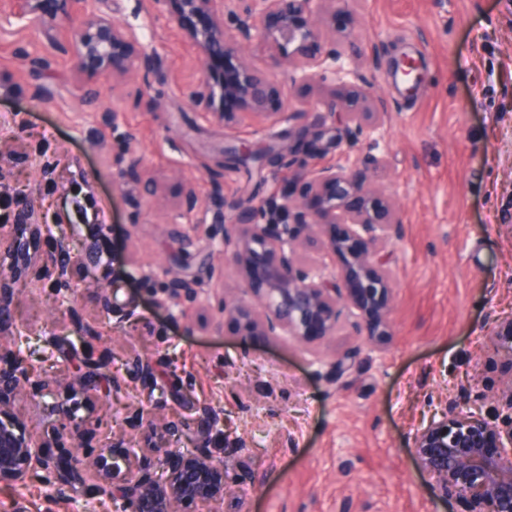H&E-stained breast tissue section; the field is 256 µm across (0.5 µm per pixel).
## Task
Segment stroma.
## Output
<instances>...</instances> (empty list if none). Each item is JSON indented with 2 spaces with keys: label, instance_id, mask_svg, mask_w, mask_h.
Masks as SVG:
<instances>
[{
  "label": "stroma",
  "instance_id": "obj_1",
  "mask_svg": "<svg viewBox=\"0 0 512 512\" xmlns=\"http://www.w3.org/2000/svg\"><path fill=\"white\" fill-rule=\"evenodd\" d=\"M181 10L0 0V234L14 243L0 251L11 301L0 336L24 331L39 349L24 358L37 386L16 390L0 423L68 458L71 438L51 434L63 401L83 444L115 465L134 452L163 480L156 446L222 458L223 497L179 512H464L434 493L411 445L454 397L496 420L512 384V357L492 343L512 317V0H349L320 19L322 46L354 41L370 96L387 104L380 135L353 144L322 112L344 90L332 77L302 85L276 70L281 92L266 109L285 113L278 122L196 99L219 87L224 63L186 37ZM90 13L136 31L149 67L79 68ZM405 56L422 65L413 90L393 68ZM299 128L307 137H288ZM271 146L321 165L384 156L368 178L402 224L388 247L382 348L347 327L308 342L245 331L236 309L250 297L224 245V203L282 204L301 180L293 167H225L224 151ZM27 195L48 204L46 219L18 222ZM55 226L73 239L65 284L42 267ZM181 282L187 291L168 300ZM344 357L354 368L340 376ZM205 405L223 425L209 426ZM79 472L0 478V512H113L93 495V466Z\"/></svg>",
  "mask_w": 512,
  "mask_h": 512
}]
</instances>
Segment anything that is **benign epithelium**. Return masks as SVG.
I'll list each match as a JSON object with an SVG mask.
<instances>
[{
    "instance_id": "benign-epithelium-1",
    "label": "benign epithelium",
    "mask_w": 512,
    "mask_h": 512,
    "mask_svg": "<svg viewBox=\"0 0 512 512\" xmlns=\"http://www.w3.org/2000/svg\"><path fill=\"white\" fill-rule=\"evenodd\" d=\"M345 0H183L177 22L191 38L200 42L208 57H223L239 50L244 42L259 39L272 65L288 60L292 80L313 83L331 72L344 74L348 91L322 101L324 112L347 139L373 133L383 126L386 107L365 90V79L356 63L354 44L340 42L326 49L312 19L324 7L344 9ZM204 13L212 23L204 28L188 24L190 16ZM81 68L107 72L117 65L137 69L148 65L134 31L122 32L102 17H91L75 47ZM220 102L233 100L237 110L255 114L269 98L278 94L272 78L247 65L220 86ZM292 162L305 169L298 199L279 208L270 203L241 206L231 227L237 238L224 231V245L235 244V263L245 280V290L259 303L261 313L243 305L238 309L250 328L261 327L270 336H292L309 341L333 336L347 316L353 332L379 344L389 336L387 304L391 292V270L384 258L402 220L389 199L367 179L342 165L324 166L309 158ZM316 224H342L343 233L329 240L326 251L347 256L345 269L326 272V266L303 263L300 249L315 244L301 230ZM347 302V310L340 308ZM498 347L512 355V320L495 333ZM10 348H0V405L8 392L22 383H33L32 373L21 360L16 337ZM506 410L502 420L490 422L466 411L456 398L412 438V455L421 472L434 480L438 496L459 499L467 512H512V384L500 397ZM106 489L117 466L107 463L105 452L84 448ZM169 472L164 483L142 465L129 471L132 493L120 512H140V499L148 495L158 512H174L172 505L195 502L207 505L225 492L218 482H189L191 472L223 473L216 457L195 460L163 448ZM65 466L32 441L16 438L0 426V477L22 481L40 470L63 473Z\"/></svg>"
}]
</instances>
